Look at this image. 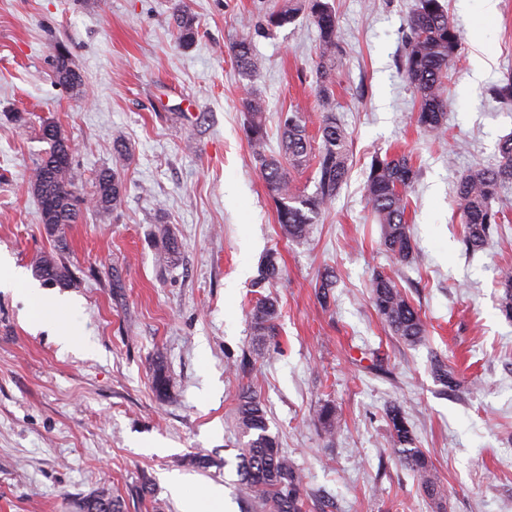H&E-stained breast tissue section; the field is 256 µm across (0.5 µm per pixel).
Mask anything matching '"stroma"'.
I'll list each match as a JSON object with an SVG mask.
<instances>
[{
	"label": "stroma",
	"mask_w": 512,
	"mask_h": 512,
	"mask_svg": "<svg viewBox=\"0 0 512 512\" xmlns=\"http://www.w3.org/2000/svg\"><path fill=\"white\" fill-rule=\"evenodd\" d=\"M197 36L182 48L170 23L175 0H0V257L29 286L57 239L31 190L49 120L74 146L76 186L119 171L122 206L71 225L64 259L76 302L75 344L34 326L21 296L0 290V512H80L106 492L124 512H181L166 478L190 476L191 493L224 489V512H242L236 473L244 438L235 419L243 387L267 410L269 431L304 489L331 503L311 512H512V319L500 309L501 268H512V190L505 224L467 254L453 207L460 175L498 160L512 109L490 87L512 73V0L485 13L481 0H446L462 37L449 73L443 140L410 121L414 94L400 71L402 36L417 0H331L344 62L334 95L315 91L318 31L305 17L269 28L285 0H186ZM251 39L261 69L243 79L228 45ZM65 44L82 76L58 84L51 47ZM264 105L268 151L277 117L296 108L309 133L332 106L349 137L351 171L311 237L284 239L275 203L245 137V88ZM124 144L127 157L114 152ZM403 152L420 169L407 213L413 261L381 245L365 202L374 155ZM179 244L158 259V231ZM278 333L258 339L248 311L267 252ZM334 271L329 304L317 286ZM393 276L425 318L412 347L376 314L370 284ZM447 360L460 385L431 373ZM169 395L158 399L156 367ZM336 413L327 434L315 418ZM406 411L414 445L444 487L441 505L418 490L390 438L385 410ZM207 467L193 466L196 458ZM276 254L271 253L258 269L254 286L256 288H271L282 276V267L277 262Z\"/></svg>",
	"instance_id": "35a3bbf8"
}]
</instances>
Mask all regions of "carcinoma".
Instances as JSON below:
<instances>
[{"label": "carcinoma", "mask_w": 512, "mask_h": 512, "mask_svg": "<svg viewBox=\"0 0 512 512\" xmlns=\"http://www.w3.org/2000/svg\"><path fill=\"white\" fill-rule=\"evenodd\" d=\"M308 17L319 35V53L316 71L319 75L318 94L323 100L331 97L336 68L342 64L343 51L338 39L336 12L329 0H288V4L270 11L264 17L268 27H282L297 16ZM180 46L190 47L196 37V20L183 6L177 4L172 14ZM401 67L417 98V109L411 113V122L427 136L443 137L446 131V102L443 88L449 71L461 48V35L448 16L442 0H418L416 8L407 17ZM229 51L239 74L250 78L261 68V60L254 53L251 41L245 37L232 41ZM56 78L70 90L82 85L80 73L74 70L69 58L54 55ZM492 94L505 106L512 105V75L492 86ZM241 105L250 116L245 127L246 138L253 150L262 177L272 193L276 205L277 223L287 239L308 236L311 226L318 223L323 211L339 193L349 175L348 134L328 108L321 112L318 131L321 143L312 149L303 113L293 110L280 115L281 154L266 153V129L263 122V103L252 91H247ZM41 157L32 172L33 186L45 195L39 198V208L45 199H53L57 206L60 233L77 222L82 211L92 208L109 213L123 202L125 188L117 174L109 168L96 175L93 191L88 197L78 193L75 185L73 161H62L56 155L55 144ZM500 160L494 167H476L463 174L456 186L455 205L461 222L465 224L464 243L475 252L482 249L493 225L504 221L503 212L493 203L502 188L512 182V133L499 143ZM315 165V190L311 194L298 193L288 179V167ZM418 178V169L406 154L373 156L366 182V203L376 223L381 225L382 244L398 263L414 257L416 245L411 236L405 214L408 193ZM34 274L41 280L70 288L74 275L63 259L62 252L44 256ZM282 276V267L276 254H270L258 269L254 286L270 288ZM502 312L512 318V269L499 274ZM371 301L378 316L392 333L409 346L420 344L426 335L419 310L407 294L390 276L380 273L372 280ZM279 317L277 300L262 295L249 312L251 327L256 336L276 335ZM390 436L405 467L411 471L420 491L436 503L443 497V485L427 456L411 447L412 438L407 418L394 407L387 412ZM317 421L325 432L336 430L335 410L325 405L317 413ZM237 426L249 440L237 455V474L241 484L254 493L261 512H306L303 493L296 469L279 441L269 433L266 410L257 395L239 394ZM123 512L120 499L106 494H93L82 501L81 512Z\"/></svg>", "instance_id": "cac0c4a2"}]
</instances>
